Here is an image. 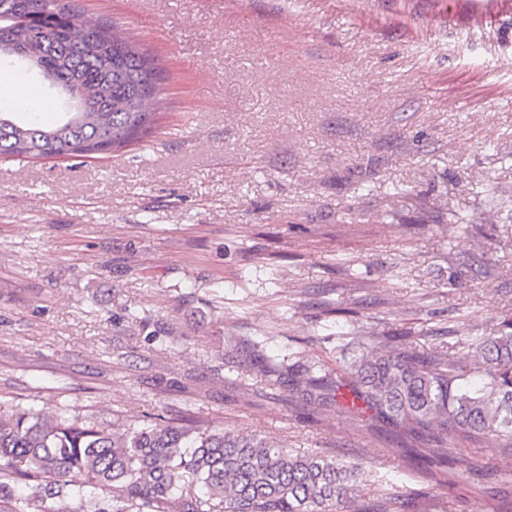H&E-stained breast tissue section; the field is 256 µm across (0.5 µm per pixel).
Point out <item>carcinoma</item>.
Returning a JSON list of instances; mask_svg holds the SVG:
<instances>
[{
	"instance_id": "obj_1",
	"label": "carcinoma",
	"mask_w": 512,
	"mask_h": 512,
	"mask_svg": "<svg viewBox=\"0 0 512 512\" xmlns=\"http://www.w3.org/2000/svg\"><path fill=\"white\" fill-rule=\"evenodd\" d=\"M16 49L26 68L76 90L84 108L41 122L38 105L0 108V158L87 157L118 152L153 133L162 75L155 60L117 28L87 24L69 0H0V63ZM348 335L358 357L350 389L336 404L351 426L373 416L398 428L389 452L424 449L432 467L457 463L459 437L496 443L495 470L512 472V323L459 348L416 351L376 335L360 319ZM476 375L472 386L466 378ZM317 378L296 383L303 400L323 405ZM362 468L301 453L244 432L176 426L164 420L113 431L92 420L11 405L0 410V512H337L361 508ZM106 497L98 496V491Z\"/></svg>"
}]
</instances>
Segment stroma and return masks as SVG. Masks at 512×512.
Listing matches in <instances>:
<instances>
[{"mask_svg":"<svg viewBox=\"0 0 512 512\" xmlns=\"http://www.w3.org/2000/svg\"><path fill=\"white\" fill-rule=\"evenodd\" d=\"M166 75L122 152L0 159V401L144 414L363 466V503L472 512L512 475L459 439L439 486L394 428L312 411L352 318L438 346L512 320V8L469 0H74ZM485 262L459 265L473 241ZM392 278L368 288L380 269Z\"/></svg>","mask_w":512,"mask_h":512,"instance_id":"stroma-1","label":"stroma"}]
</instances>
